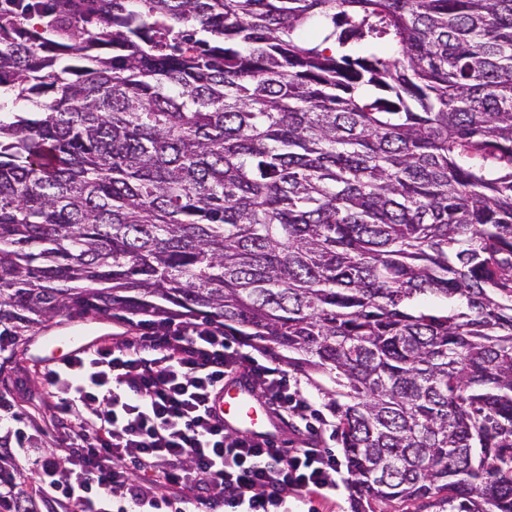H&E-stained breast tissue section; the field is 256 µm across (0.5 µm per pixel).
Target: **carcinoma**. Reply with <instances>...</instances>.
Instances as JSON below:
<instances>
[{"mask_svg": "<svg viewBox=\"0 0 512 512\" xmlns=\"http://www.w3.org/2000/svg\"><path fill=\"white\" fill-rule=\"evenodd\" d=\"M147 311L327 376L353 512H512V0H0V327Z\"/></svg>", "mask_w": 512, "mask_h": 512, "instance_id": "carcinoma-1", "label": "carcinoma"}]
</instances>
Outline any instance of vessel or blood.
<instances>
[{
	"label": "vessel or blood",
	"instance_id": "obj_1",
	"mask_svg": "<svg viewBox=\"0 0 512 512\" xmlns=\"http://www.w3.org/2000/svg\"><path fill=\"white\" fill-rule=\"evenodd\" d=\"M66 342L69 356L75 357L96 344L97 338L90 327L82 326L69 330ZM214 409L223 418L225 427L272 442L279 439V424L268 407L256 405L250 389L240 381L225 383L223 392L214 402Z\"/></svg>",
	"mask_w": 512,
	"mask_h": 512
}]
</instances>
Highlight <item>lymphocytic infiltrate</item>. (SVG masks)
Here are the masks:
<instances>
[{
    "instance_id": "obj_1",
    "label": "lymphocytic infiltrate",
    "mask_w": 512,
    "mask_h": 512,
    "mask_svg": "<svg viewBox=\"0 0 512 512\" xmlns=\"http://www.w3.org/2000/svg\"><path fill=\"white\" fill-rule=\"evenodd\" d=\"M102 341L39 386L67 429L64 448L35 434L15 440L50 505L79 512H281L289 498L336 488V459L286 451L227 430L212 412L226 377L259 384L276 417L314 430L322 412L274 360L243 353L218 327L151 314Z\"/></svg>"
}]
</instances>
